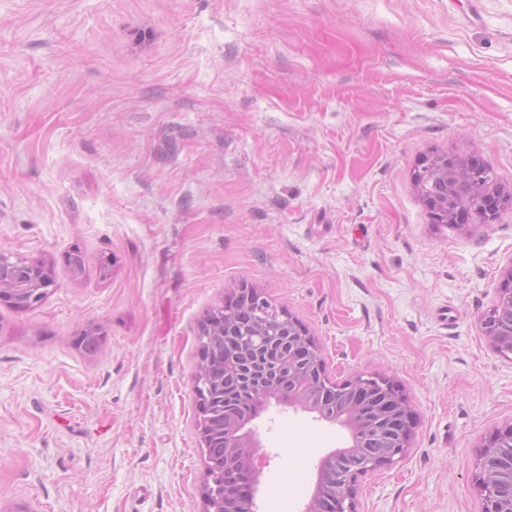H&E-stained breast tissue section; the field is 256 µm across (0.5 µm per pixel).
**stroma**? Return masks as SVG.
Listing matches in <instances>:
<instances>
[{
  "label": "stroma",
  "mask_w": 512,
  "mask_h": 512,
  "mask_svg": "<svg viewBox=\"0 0 512 512\" xmlns=\"http://www.w3.org/2000/svg\"><path fill=\"white\" fill-rule=\"evenodd\" d=\"M436 154L512 191V0H0V252L55 279L0 303V512H204L199 328L245 287L333 381L385 377L414 412L356 512H482L512 210L432 223L412 172ZM251 425L256 512H303L351 443L274 403ZM22 260L24 262L16 270L15 287L0 288V302L17 309H28L48 296L54 281L49 266L42 260L26 257ZM481 329L497 351L512 353V267L504 274Z\"/></svg>",
  "instance_id": "35a3bbf8"
}]
</instances>
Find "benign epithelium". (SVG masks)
I'll use <instances>...</instances> for the list:
<instances>
[{"label":"benign epithelium","instance_id":"benign-epithelium-1","mask_svg":"<svg viewBox=\"0 0 512 512\" xmlns=\"http://www.w3.org/2000/svg\"><path fill=\"white\" fill-rule=\"evenodd\" d=\"M468 162V158L446 154L425 158L421 165L448 175ZM417 191L437 213V222H451L448 199L429 197L421 183ZM53 286L49 266L25 257L16 270L15 287L0 288V302L28 309L42 302ZM260 315L259 326L240 338L238 360L224 362V395H215L207 383L206 360H200L196 373L195 391L204 417L201 435H206L207 417L224 416V456L219 463L208 462L205 512H224L221 480L229 473L235 474L246 490L229 512H254L259 444L247 427L245 405L272 399L338 421L350 430L352 444L322 460L304 512H356L358 476L393 463L408 447L413 419L407 401L383 378L331 381L314 340L296 319L263 310ZM481 329L497 351L512 353V268L504 274ZM374 438L386 441L385 453L368 452ZM476 482L485 501L484 512H512V424L485 440Z\"/></svg>","mask_w":512,"mask_h":512}]
</instances>
